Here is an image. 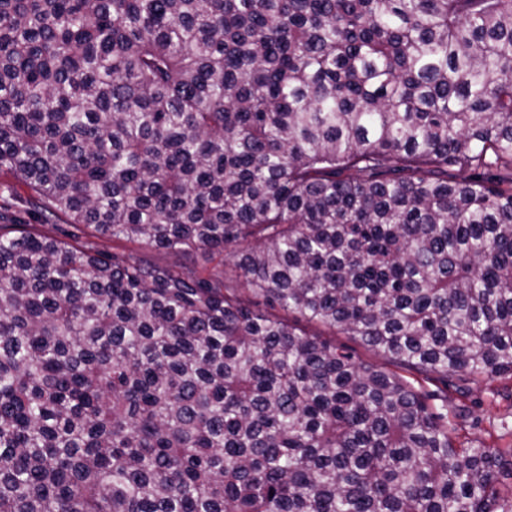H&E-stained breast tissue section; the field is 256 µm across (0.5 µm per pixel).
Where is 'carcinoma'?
<instances>
[{
	"mask_svg": "<svg viewBox=\"0 0 512 512\" xmlns=\"http://www.w3.org/2000/svg\"><path fill=\"white\" fill-rule=\"evenodd\" d=\"M3 170L0 512H512V0H0ZM124 245L126 246L127 250L133 253H147L154 261L160 264L177 265L198 271L223 273L224 269L230 271L234 262V258L230 250L228 251L227 255L224 252L223 264L221 257H212L208 253H204L201 250L174 253L151 249L140 243H124ZM511 393V379H499L488 385L474 386L465 401L472 407V417L479 418L480 424L473 428L470 423H464L457 432V441L466 443L478 440L486 445L502 448L510 446L512 436L507 432V424L512 430Z\"/></svg>",
	"mask_w": 512,
	"mask_h": 512,
	"instance_id": "carcinoma-1",
	"label": "carcinoma"
}]
</instances>
